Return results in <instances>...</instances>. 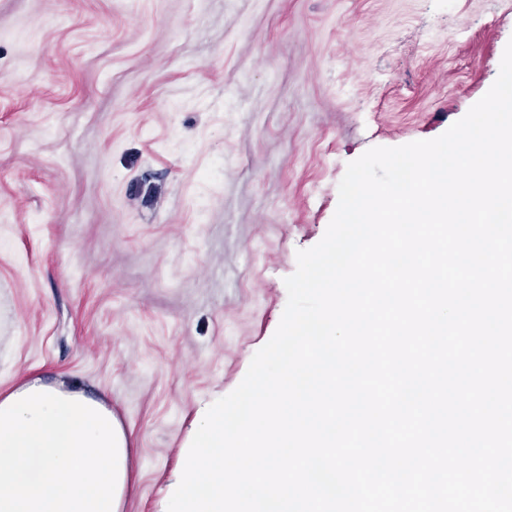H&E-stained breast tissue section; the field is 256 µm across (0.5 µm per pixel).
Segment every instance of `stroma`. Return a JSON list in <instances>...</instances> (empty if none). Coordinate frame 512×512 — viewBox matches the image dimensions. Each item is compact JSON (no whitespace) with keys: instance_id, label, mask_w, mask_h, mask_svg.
Instances as JSON below:
<instances>
[{"instance_id":"1","label":"stroma","mask_w":512,"mask_h":512,"mask_svg":"<svg viewBox=\"0 0 512 512\" xmlns=\"http://www.w3.org/2000/svg\"><path fill=\"white\" fill-rule=\"evenodd\" d=\"M512 0H0V390L105 397L125 512L275 333L348 164L490 89Z\"/></svg>"}]
</instances>
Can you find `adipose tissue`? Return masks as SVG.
Listing matches in <instances>:
<instances>
[{"label": "adipose tissue", "mask_w": 512, "mask_h": 512, "mask_svg": "<svg viewBox=\"0 0 512 512\" xmlns=\"http://www.w3.org/2000/svg\"><path fill=\"white\" fill-rule=\"evenodd\" d=\"M130 458L104 398L39 379L0 392V512H124Z\"/></svg>", "instance_id": "ef3b65f1"}]
</instances>
